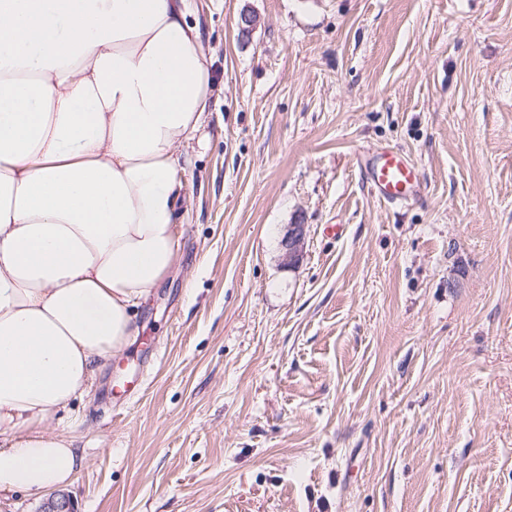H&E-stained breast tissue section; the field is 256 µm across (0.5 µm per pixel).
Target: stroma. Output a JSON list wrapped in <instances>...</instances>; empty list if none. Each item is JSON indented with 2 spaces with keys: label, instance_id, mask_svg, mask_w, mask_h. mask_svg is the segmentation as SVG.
<instances>
[{
  "label": "stroma",
  "instance_id": "stroma-1",
  "mask_svg": "<svg viewBox=\"0 0 512 512\" xmlns=\"http://www.w3.org/2000/svg\"><path fill=\"white\" fill-rule=\"evenodd\" d=\"M188 21L215 89L180 261L56 423L89 460L65 493L512 512V0H191ZM377 147L416 165L415 201L370 192ZM307 232V225H288V230L282 240V245L286 250V257L288 258V264L293 265L299 261Z\"/></svg>",
  "mask_w": 512,
  "mask_h": 512
}]
</instances>
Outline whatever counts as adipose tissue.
I'll list each match as a JSON object with an SVG mask.
<instances>
[{
    "label": "adipose tissue",
    "mask_w": 512,
    "mask_h": 512,
    "mask_svg": "<svg viewBox=\"0 0 512 512\" xmlns=\"http://www.w3.org/2000/svg\"><path fill=\"white\" fill-rule=\"evenodd\" d=\"M188 0H0V492L86 464L52 423L178 258L213 88Z\"/></svg>",
    "instance_id": "adipose-tissue-1"
}]
</instances>
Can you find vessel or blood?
<instances>
[{
  "label": "vessel or blood",
  "instance_id": "1",
  "mask_svg": "<svg viewBox=\"0 0 512 512\" xmlns=\"http://www.w3.org/2000/svg\"><path fill=\"white\" fill-rule=\"evenodd\" d=\"M357 162L380 201L401 206L418 196L420 184L417 169L403 152L383 148L358 157Z\"/></svg>",
  "mask_w": 512,
  "mask_h": 512
}]
</instances>
